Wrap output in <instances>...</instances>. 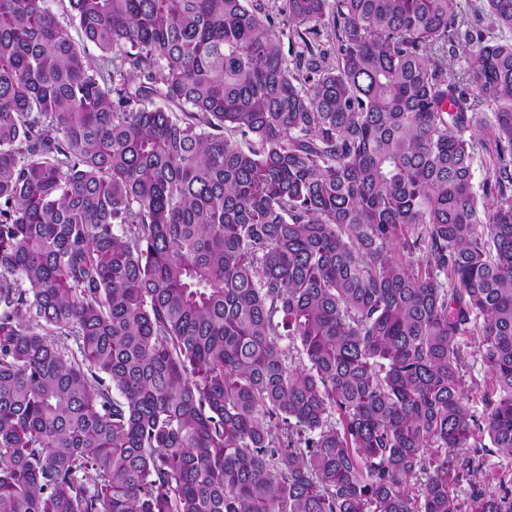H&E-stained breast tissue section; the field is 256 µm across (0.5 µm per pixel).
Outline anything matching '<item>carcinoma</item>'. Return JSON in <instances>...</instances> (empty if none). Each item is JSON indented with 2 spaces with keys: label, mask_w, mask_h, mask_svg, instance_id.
<instances>
[{
  "label": "carcinoma",
  "mask_w": 512,
  "mask_h": 512,
  "mask_svg": "<svg viewBox=\"0 0 512 512\" xmlns=\"http://www.w3.org/2000/svg\"><path fill=\"white\" fill-rule=\"evenodd\" d=\"M60 2L0 0V512H512V0Z\"/></svg>",
  "instance_id": "obj_1"
}]
</instances>
